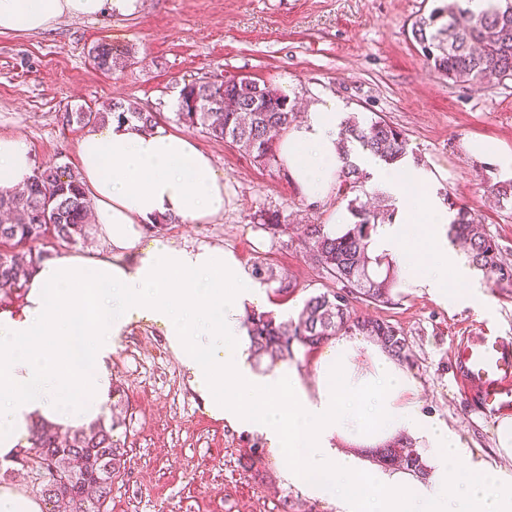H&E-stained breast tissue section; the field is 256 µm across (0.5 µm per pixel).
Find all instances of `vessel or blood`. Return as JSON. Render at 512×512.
Instances as JSON below:
<instances>
[{
    "mask_svg": "<svg viewBox=\"0 0 512 512\" xmlns=\"http://www.w3.org/2000/svg\"><path fill=\"white\" fill-rule=\"evenodd\" d=\"M458 389L477 416L512 418V336L488 321L472 324L450 350Z\"/></svg>",
    "mask_w": 512,
    "mask_h": 512,
    "instance_id": "b4317fda",
    "label": "vessel or blood"
}]
</instances>
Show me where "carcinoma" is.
Segmentation results:
<instances>
[{
    "label": "carcinoma",
    "instance_id": "obj_1",
    "mask_svg": "<svg viewBox=\"0 0 512 512\" xmlns=\"http://www.w3.org/2000/svg\"><path fill=\"white\" fill-rule=\"evenodd\" d=\"M429 13L411 23V41L441 76L453 82L486 83L512 79V0H494L489 8L473 11L470 0H434ZM93 66L104 72L131 65V56L109 44L90 51ZM296 100L282 90L251 76L237 79L199 78L181 89L177 121L214 140H229L264 168H281L280 137L295 119ZM117 117L135 120L145 130L159 124L160 114L148 112L128 100H114L103 109L80 107L63 114L64 124L96 126ZM340 162V195L348 199L354 221L341 235L323 224L307 226L308 259L322 269L338 288L309 296L296 321H279L269 312L246 314L255 356L270 362L292 358L295 351L310 352L339 334L370 336L400 359H407L404 333L389 322L352 315L353 301L389 304L400 287L390 268L380 269L384 258L369 254L370 233L377 224L392 222L395 211L379 196L362 199L360 192L369 174L356 162L366 153L388 166L402 161L408 141L402 130L376 119L361 122L346 118L336 142ZM455 211L449 232L469 251L472 264L497 287L512 285V268L501 258L499 245L478 216L465 206L449 203ZM90 201L79 177L66 165L35 168L32 181L22 191L0 194V292L6 300L24 295V285L41 256L19 253L18 247L48 234L77 241L86 234ZM256 224L272 236L287 230L279 213L264 210ZM113 425L101 419L60 439L55 427L42 424L30 437L34 452L26 472L43 501L55 503L66 496L73 512H108L112 483L125 469L127 450L113 439ZM378 458L424 474L425 461L410 443L393 442L379 449Z\"/></svg>",
    "mask_w": 512,
    "mask_h": 512
}]
</instances>
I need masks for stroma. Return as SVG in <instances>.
<instances>
[{"mask_svg": "<svg viewBox=\"0 0 512 512\" xmlns=\"http://www.w3.org/2000/svg\"><path fill=\"white\" fill-rule=\"evenodd\" d=\"M430 9L429 0H139L130 16L65 17L42 31L0 34V136L23 139L35 164L73 168L82 129L62 125L65 110L131 99L180 133L175 112L184 83L250 75L289 86L302 105L330 97L359 120L380 117L400 128L409 157L429 175L426 190H447L473 208L512 264V206L496 205L487 192L512 177V80L454 83L434 72L410 35L413 17ZM98 43L129 51L133 65L110 75L95 69L88 51ZM191 136L223 175L229 202L216 221L168 223L163 236L232 251L249 269H272L261 308L297 319L305 299L331 286L306 257L304 229L334 224L346 201L310 200L290 177L255 165L235 145L196 130ZM472 141L493 145L494 159L471 157ZM269 209L287 233L274 237L254 224V214ZM281 278L291 282L290 293H277ZM479 283L484 304L405 287L392 304L359 300L353 313L403 331L420 410L458 434L472 460L512 479L493 422L471 413L448 361L453 336L473 321L490 320L512 335V286ZM109 366L112 400L103 416L127 450L110 512H336L288 484L286 454L211 411L165 327L132 324Z\"/></svg>", "mask_w": 512, "mask_h": 512, "instance_id": "stroma-1", "label": "stroma"}]
</instances>
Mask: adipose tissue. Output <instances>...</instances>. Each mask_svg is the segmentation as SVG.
I'll list each match as a JSON object with an SVG mask.
<instances>
[{
  "label": "adipose tissue",
  "instance_id": "1",
  "mask_svg": "<svg viewBox=\"0 0 512 512\" xmlns=\"http://www.w3.org/2000/svg\"><path fill=\"white\" fill-rule=\"evenodd\" d=\"M137 2L0 0V33L40 31L63 17L128 15ZM339 110L330 98L311 104L308 119L279 141L292 181L308 197L336 189ZM76 155L92 227L107 249L44 257L25 283L22 308L0 311V458L25 445L37 425L98 420L112 397L114 339L143 320L166 328L216 415L287 452L289 482L329 499L336 512H512V484L466 462L459 437L420 412L415 379L380 345L330 338L311 384L291 365L258 371L245 305L260 287L234 254L165 237L139 248L142 229L159 221L208 224L224 213V181L190 136L113 119L86 128ZM34 169L22 139L0 136V192L23 187ZM425 179L421 170L374 178L400 206L392 223L377 225L370 249L388 255L405 284L484 301L468 259L448 241L447 205L413 198L411 185ZM416 211L425 219L418 229L410 222ZM209 348L223 357L206 358ZM402 433L428 445L425 474L340 449H376Z\"/></svg>",
  "mask_w": 512,
  "mask_h": 512
}]
</instances>
